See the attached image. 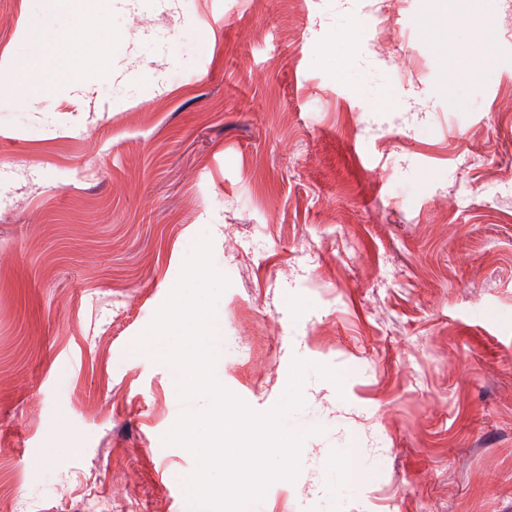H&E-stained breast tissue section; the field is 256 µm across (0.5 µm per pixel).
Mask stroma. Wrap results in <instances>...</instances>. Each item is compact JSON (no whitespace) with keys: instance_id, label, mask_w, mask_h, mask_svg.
<instances>
[{"instance_id":"stroma-1","label":"stroma","mask_w":512,"mask_h":512,"mask_svg":"<svg viewBox=\"0 0 512 512\" xmlns=\"http://www.w3.org/2000/svg\"><path fill=\"white\" fill-rule=\"evenodd\" d=\"M90 16L89 85L24 100ZM204 234L219 384L308 364L248 512H512V0H0L1 503L190 512L209 402L135 341Z\"/></svg>"}]
</instances>
